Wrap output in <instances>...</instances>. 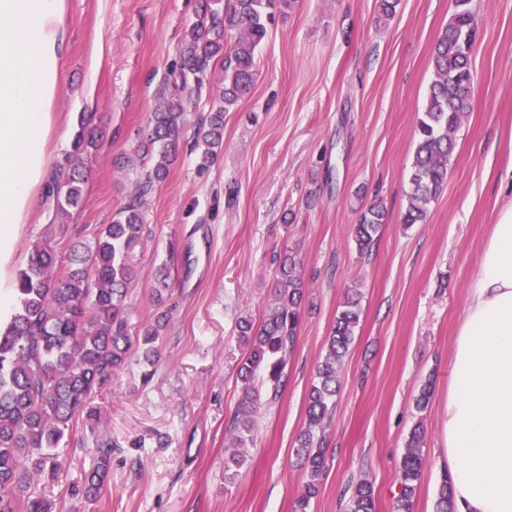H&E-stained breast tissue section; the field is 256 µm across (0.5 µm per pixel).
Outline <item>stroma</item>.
I'll return each instance as SVG.
<instances>
[{"instance_id":"obj_1","label":"stroma","mask_w":512,"mask_h":512,"mask_svg":"<svg viewBox=\"0 0 512 512\" xmlns=\"http://www.w3.org/2000/svg\"><path fill=\"white\" fill-rule=\"evenodd\" d=\"M198 0H66L59 71L61 122L48 157L70 148L76 113L107 131L90 162L86 203L72 222L92 238L125 202L135 169L116 173L155 105ZM478 38L471 111L456 133L448 180L424 222L405 224L415 124L432 78V50L452 0H400L379 17L376 0H295L273 9L256 49L251 92L224 114V151L206 172L184 155L148 204L136 262L150 271L177 243L166 306L170 322L151 380L128 362L103 395L99 422L78 419L59 452L82 483L101 443L112 446L110 483L88 500L48 490L56 512H292L305 480L294 455L325 339L348 285L362 316L326 429L327 469L311 512H342L353 482L374 485L377 512H392L395 478L415 424L425 466L414 512H434L448 468V367L468 287L492 224L512 200V0H472ZM386 221L359 256L353 224L374 199ZM14 257L53 213L33 200ZM293 250L308 286L299 337L279 399L263 406L247 463L224 476L245 350L241 319L260 322L278 254ZM425 412L414 401L425 380Z\"/></svg>"}]
</instances>
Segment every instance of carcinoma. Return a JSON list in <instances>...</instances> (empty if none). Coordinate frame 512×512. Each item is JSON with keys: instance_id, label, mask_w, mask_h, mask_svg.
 Segmentation results:
<instances>
[{"instance_id": "carcinoma-1", "label": "carcinoma", "mask_w": 512, "mask_h": 512, "mask_svg": "<svg viewBox=\"0 0 512 512\" xmlns=\"http://www.w3.org/2000/svg\"><path fill=\"white\" fill-rule=\"evenodd\" d=\"M294 0H204L197 20L185 35L179 60L169 67L157 93V104L133 147L112 166L124 170L131 158L139 164L134 189L101 224L91 245H71L69 267L56 261V235L70 230L74 212L85 203L88 170L84 157L100 152L106 131L93 112L77 113L70 150L49 187L53 217L49 231L31 242L28 260L18 269L16 303L11 320L0 329V512H53V503L40 490L45 483H70L69 469L56 449L78 417L94 419L101 409L92 406L112 375L135 354L146 367L159 358L162 334L169 324L161 311L154 320L130 335L125 316L131 286L141 276L134 262L147 224V199L166 180L170 168L187 151L207 167L224 146V112L247 94L255 82V51L267 34L273 8H290ZM471 0H454L455 13L432 51L433 79L416 125V147L408 176L407 205L402 223L418 224L448 179L454 135L471 112L473 75L471 53L477 21ZM234 33L232 51H224L227 32ZM221 68V89L207 115L191 124L190 116L202 91ZM385 207L374 201L352 227L359 255L372 252L380 238ZM156 265L150 277L152 295L162 305L170 288L171 260ZM306 284L301 263L292 251L279 256L271 303L259 326L246 319L238 324V338L246 347L237 380L241 399L229 427L224 474L233 478L247 461L262 398L276 400L285 384L288 357L296 346ZM362 291L345 289L330 327L306 401L305 423L295 454L307 480L293 512H310L319 492L327 448L324 424L336 408L340 376L360 323ZM424 430L416 424L405 442L397 474L399 492L392 512H412L425 463ZM112 448L98 449V462L84 482L82 493L97 498L105 488ZM344 512H377L373 484L359 480ZM436 512H456L451 478L443 477Z\"/></svg>"}]
</instances>
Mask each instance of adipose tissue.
<instances>
[{
	"instance_id": "1",
	"label": "adipose tissue",
	"mask_w": 512,
	"mask_h": 512,
	"mask_svg": "<svg viewBox=\"0 0 512 512\" xmlns=\"http://www.w3.org/2000/svg\"><path fill=\"white\" fill-rule=\"evenodd\" d=\"M65 38V0H0V326L12 312L19 230L48 177ZM447 412L457 512H512V202L500 209L469 285Z\"/></svg>"
}]
</instances>
